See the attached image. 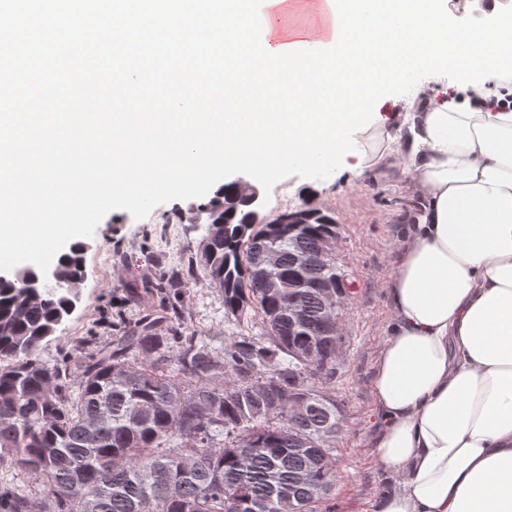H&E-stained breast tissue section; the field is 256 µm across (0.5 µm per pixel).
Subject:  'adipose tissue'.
Listing matches in <instances>:
<instances>
[{
	"mask_svg": "<svg viewBox=\"0 0 512 512\" xmlns=\"http://www.w3.org/2000/svg\"><path fill=\"white\" fill-rule=\"evenodd\" d=\"M303 0L264 7L271 47L308 41ZM363 168L401 161L418 208L373 380L377 512H512V111L441 91L357 133Z\"/></svg>",
	"mask_w": 512,
	"mask_h": 512,
	"instance_id": "ef3b65f1",
	"label": "adipose tissue"
}]
</instances>
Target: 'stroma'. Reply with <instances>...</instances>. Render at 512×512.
Here are the masks:
<instances>
[{"instance_id": "stroma-1", "label": "stroma", "mask_w": 512, "mask_h": 512, "mask_svg": "<svg viewBox=\"0 0 512 512\" xmlns=\"http://www.w3.org/2000/svg\"><path fill=\"white\" fill-rule=\"evenodd\" d=\"M310 204L331 213L340 226L336 260L354 284L341 311L343 344L336 374L327 390L340 408V428L333 441L336 512H376L395 479L378 466L375 442L381 428L372 382L393 321L389 288L410 215L417 207L408 180L393 170L359 171L357 159L345 157L330 177L289 176L277 182L267 219ZM196 200L157 205L142 219L125 210L108 213L85 238V272L77 283L79 301L61 327L60 339L42 341L43 361L67 360L79 375L99 347L111 344L121 327L145 318L169 316L178 333L195 335L215 355L240 335L224 314V295L201 277L197 265L207 223L189 215ZM168 282L159 293L156 285Z\"/></svg>"}]
</instances>
